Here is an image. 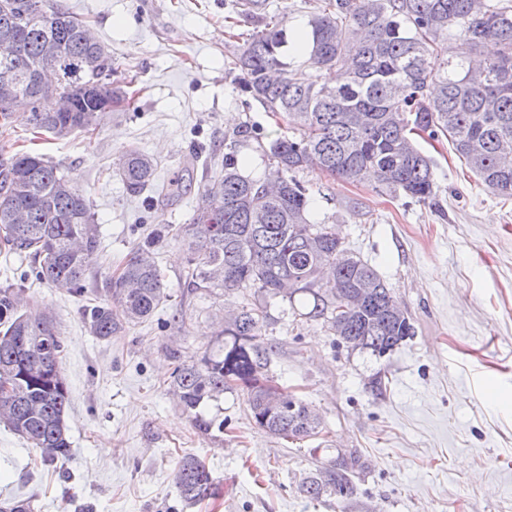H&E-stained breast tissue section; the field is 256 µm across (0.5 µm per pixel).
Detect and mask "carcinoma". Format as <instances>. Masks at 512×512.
Instances as JSON below:
<instances>
[{"mask_svg": "<svg viewBox=\"0 0 512 512\" xmlns=\"http://www.w3.org/2000/svg\"><path fill=\"white\" fill-rule=\"evenodd\" d=\"M85 23L54 0H0V39L19 55L0 62V129L12 126L13 102L31 106L29 123L55 136L88 133L96 113L120 100L112 90V57L85 39ZM309 65L284 54L286 31L277 24L250 35L235 56L236 81L247 100L280 116L292 133L270 142L274 167L255 179L239 172L236 154L224 155V173L205 185L201 204L175 238L186 253L187 287L225 293L258 288L289 300L299 295L352 350L382 357L414 335L406 312L377 270L351 255L332 226L310 219L308 189L292 173L313 169L421 204L434 198L433 162L417 144L423 136L448 139L485 188L512 196V0H325L308 20ZM453 36L461 52L442 64L438 41ZM55 44L56 56L44 52ZM97 62L96 92L83 90L80 60ZM50 72L41 86L33 74ZM71 99L72 112H45L41 102ZM126 188L137 193L153 178V160L138 149L119 160ZM0 241L7 252L33 259L31 273L47 284L86 293L98 247V224L86 196L44 155L16 151L0 161ZM157 231L136 244L116 276L102 281L105 298L87 305L84 325L100 340L140 323L166 298L152 256ZM12 284L0 287V422L41 451L45 464L71 456L65 425L68 387L61 374L63 341L48 313L18 310ZM265 315L244 307L224 328L217 353L179 363L172 385L194 425L211 427L199 411L227 390L247 395L254 425L271 435L302 440L320 433V418L295 394L269 385L262 370L269 348L261 341ZM277 395L276 409L269 397ZM365 468L354 452L317 467L301 485L311 500L357 493L352 476ZM189 504L215 498L220 486L192 456L177 473Z\"/></svg>", "mask_w": 512, "mask_h": 512, "instance_id": "obj_1", "label": "carcinoma"}]
</instances>
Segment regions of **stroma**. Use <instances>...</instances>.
<instances>
[{
  "instance_id": "obj_1",
  "label": "stroma",
  "mask_w": 512,
  "mask_h": 512,
  "mask_svg": "<svg viewBox=\"0 0 512 512\" xmlns=\"http://www.w3.org/2000/svg\"><path fill=\"white\" fill-rule=\"evenodd\" d=\"M58 2L110 52L116 81L138 91L135 106L112 105L90 132L40 140L19 117L0 143L46 155L87 196L100 231L89 290L160 229L154 257L166 297L147 321L99 340L81 319L84 298L26 282L24 301L48 309L63 340L72 455L42 463L0 424V501L31 500L33 512H512V198L486 191L443 137L422 145L434 160L429 205L298 172L312 220L336 226L414 325L383 357L347 348L322 321L293 316L288 301L258 289L187 288L173 233L221 172L193 162L192 146L235 152L241 173L259 178L269 143L286 131L235 83L232 61L260 22L239 0ZM130 148L156 161V182L178 184L173 202L127 190L118 162ZM246 303L267 312L268 376L319 414L317 436L254 428L238 390L202 406L213 422L203 432L171 391L177 361L223 344L225 319ZM344 449L368 462L357 494L305 497L304 478ZM186 456L211 470L217 499L180 500L175 474Z\"/></svg>"
}]
</instances>
